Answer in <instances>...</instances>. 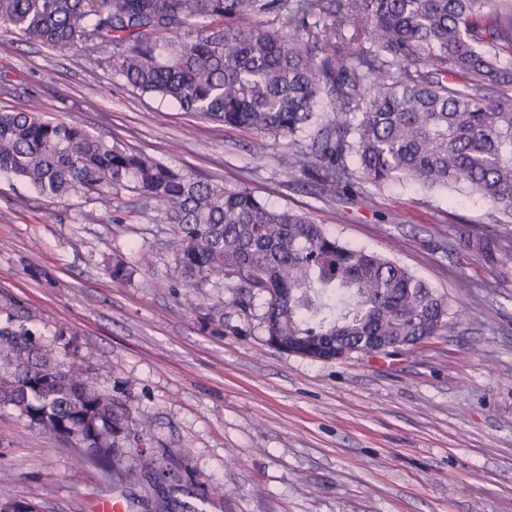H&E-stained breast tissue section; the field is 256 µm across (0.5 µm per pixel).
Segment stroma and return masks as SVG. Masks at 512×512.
<instances>
[{"label": "stroma", "mask_w": 512, "mask_h": 512, "mask_svg": "<svg viewBox=\"0 0 512 512\" xmlns=\"http://www.w3.org/2000/svg\"><path fill=\"white\" fill-rule=\"evenodd\" d=\"M120 140L247 187L409 268L458 320L413 349L315 361L268 345L230 282L184 289L172 225L120 192L52 199L0 175V329L87 369L140 449L180 475L113 485L9 408L0 474L38 512H512V224L479 195L358 185L342 201L289 172L287 140L182 112L113 60L0 32V109ZM131 280L111 276L117 262Z\"/></svg>", "instance_id": "stroma-1"}]
</instances>
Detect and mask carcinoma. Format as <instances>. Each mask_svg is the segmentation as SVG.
Masks as SVG:
<instances>
[{
	"label": "carcinoma",
	"mask_w": 512,
	"mask_h": 512,
	"mask_svg": "<svg viewBox=\"0 0 512 512\" xmlns=\"http://www.w3.org/2000/svg\"><path fill=\"white\" fill-rule=\"evenodd\" d=\"M0 31L110 50L141 92L288 139L292 173L326 197L358 179L465 189L512 223V0H0ZM0 172L50 198L109 207L137 194L177 229L184 286L226 279L241 309L262 300L263 331L282 351L331 360L371 353L372 336L415 348L448 328L447 299L399 263L76 124L0 110ZM0 408L71 448L86 443L80 457L104 473L164 476L142 451L120 467L131 428L119 401L6 329Z\"/></svg>",
	"instance_id": "1"
}]
</instances>
